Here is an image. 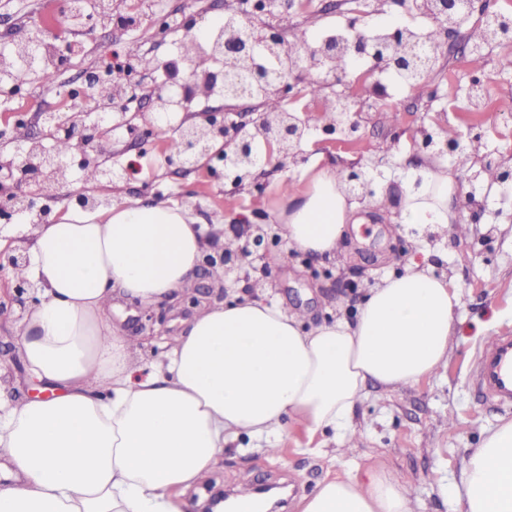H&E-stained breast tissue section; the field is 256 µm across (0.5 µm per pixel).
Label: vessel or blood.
I'll return each instance as SVG.
<instances>
[{
  "mask_svg": "<svg viewBox=\"0 0 512 512\" xmlns=\"http://www.w3.org/2000/svg\"><path fill=\"white\" fill-rule=\"evenodd\" d=\"M470 381L485 401L512 410L511 330H502L477 352Z\"/></svg>",
  "mask_w": 512,
  "mask_h": 512,
  "instance_id": "1",
  "label": "vessel or blood"
}]
</instances>
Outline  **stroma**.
I'll return each instance as SVG.
<instances>
[{"label":"stroma","mask_w":512,"mask_h":512,"mask_svg":"<svg viewBox=\"0 0 512 512\" xmlns=\"http://www.w3.org/2000/svg\"><path fill=\"white\" fill-rule=\"evenodd\" d=\"M353 7L352 0H307L304 13L289 18L287 31L304 38L320 36L347 24ZM54 9V0H0V52L9 51L12 43L24 37L32 15L49 14ZM154 31L148 17L137 28H106L84 36V56L74 65L61 67L58 82L72 84L84 68L101 64L108 50L135 48L167 60L187 40L183 34L161 40ZM474 75L487 86L496 104L482 119L484 142L501 153L512 152V110L497 107L501 100L512 99V63L494 47L478 61L466 53L440 58L430 82L420 89H402L387 82L384 95L369 102L357 149L328 142L315 131L303 147L304 161L256 180L235 183L212 176L204 159L191 172L168 167L161 138L146 140L141 135L145 118L141 111L131 117L129 126L109 135L94 154L105 168L133 163L137 175L90 187L81 179L79 155L67 157L73 188L90 190L102 203L170 198L191 209L206 227L223 221L230 231L243 236L257 225L273 239L269 254L249 257L233 271L222 273L212 282L210 292L200 295L198 305L181 298L162 303L165 321L154 328L137 329L135 308L123 298L114 299L113 326L125 335L139 337L145 359L159 356L162 339L175 335L196 307L247 294L256 278L268 285L270 299L305 310L308 328L331 323L341 314L355 317L367 289L384 275L400 272L401 261L411 257L430 263L436 274L452 276L460 288L462 307L446 364L418 385L399 392L373 388L355 407V441L347 453H334L335 442L329 433L323 437L325 454L309 452L308 433L295 422L287 425L279 451L272 457L252 448L248 437H241L225 448L207 485L187 492L190 512H200L212 492L246 494L260 485L281 483L287 486V503L279 512H297L299 499L318 484L342 475L351 466L366 467L377 461L386 463L409 491L413 512H457L455 500L443 498L437 484L442 479L456 481L484 432L503 420L499 411L478 400L468 378L476 350L498 330L512 328V196L492 193L477 222H470L469 211H462V218L468 221L465 234L451 229L429 233L419 245L398 233L395 220L401 207L402 180L416 163L413 135L423 126L441 139L465 134L472 117L463 88ZM57 102L53 90L35 82L25 85L22 98L0 100V128L9 130L6 137H0V158L9 157L29 137L39 134L37 113L55 108ZM390 142L396 149L386 167L388 179L379 180L376 187L379 205L361 211L359 223L349 225L345 253L328 259L291 248L278 224L271 221L282 205V182L306 187L313 156L336 167L356 158L368 164ZM30 302V296H18L12 282L0 276V381L7 384L0 398L10 401L40 392L26 373L14 334V324Z\"/></svg>","instance_id":"1"}]
</instances>
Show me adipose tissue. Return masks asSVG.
Listing matches in <instances>:
<instances>
[{
	"instance_id": "obj_1",
	"label": "adipose tissue",
	"mask_w": 512,
	"mask_h": 512,
	"mask_svg": "<svg viewBox=\"0 0 512 512\" xmlns=\"http://www.w3.org/2000/svg\"><path fill=\"white\" fill-rule=\"evenodd\" d=\"M458 193L446 165L412 169L399 224L425 233L460 223ZM364 206L326 166L285 193L274 219L290 245L333 258ZM15 232L30 243L8 277L36 295L15 332L43 394L0 402V460L17 469L0 486V512H186V491L240 436L271 450L290 420L312 436H353L369 384L397 392L445 365L462 304L452 278L411 259L370 288L354 319L306 331L262 284L202 309L159 359L140 362L112 324L113 299L144 309L176 299L223 225L205 232L168 199L124 200ZM452 489L458 512H512V421L486 434ZM300 512L411 509L380 463L324 481Z\"/></svg>"
}]
</instances>
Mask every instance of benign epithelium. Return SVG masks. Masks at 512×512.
<instances>
[{
    "instance_id": "7a95c632",
    "label": "benign epithelium",
    "mask_w": 512,
    "mask_h": 512,
    "mask_svg": "<svg viewBox=\"0 0 512 512\" xmlns=\"http://www.w3.org/2000/svg\"><path fill=\"white\" fill-rule=\"evenodd\" d=\"M126 0H112V18L93 16L71 30L72 38L63 39L60 19L70 14L73 0H57L56 15L52 20L35 14L29 22L27 36L14 43L11 51L29 52L36 55L37 48L50 40L58 45L65 56L72 58L84 52L80 33L89 34L99 28L120 27L115 17L132 11L145 9L146 0H133L123 6ZM490 0H378L377 6L394 3L409 7L439 19V26L427 30L424 40H418L404 25L382 28L384 40L374 39L376 28L363 21L365 12L357 11V16L349 21L353 37L336 44L318 38L309 44L304 39H291L280 20L303 7V0H247L236 2V6L225 9L224 19H234L237 25L219 43L210 42L209 34L202 36L189 32L192 41L209 56L219 58V68L215 71L197 74L189 81L181 72L190 68L191 61L178 56V62H167L172 75L167 81L157 85L146 81L148 72L139 69L135 72L125 68L112 69V81H101L99 69L94 67L83 74V82L76 91L82 93L84 108L76 112L60 114L53 110L37 113L43 125L39 139L27 141L25 149L3 165L20 173L13 183L0 185V221L10 223L23 213H33L40 222L48 221L50 210L42 204L60 196L67 197L82 208H95L101 201L82 191L71 189L67 171L58 161L52 143L63 138L72 143V149L82 153L85 166H94L89 151L103 145L107 134L125 123L130 105L148 103L152 120L145 135L150 137L160 131H176L181 142V150L176 155H167L166 164L179 170L196 169L199 159L205 155L219 162L211 167V173H249L262 164L255 149L258 140L263 141L268 151L277 152L283 159L292 163L299 160L300 147L306 139L310 126L299 117L309 114L302 112H282L272 114L264 110L265 98H299L307 89L302 78L305 71H314L321 76L325 87L341 85L344 90L336 94L338 110H333L332 102L324 101L315 112L319 130L328 140L339 143H352L361 138L362 114L367 99L361 94L365 87L372 92L384 89L382 78L406 66L422 71V79L414 85L421 88L428 82L435 63L439 60L445 45L453 46L455 40L463 41L470 55L480 57L485 50L497 45L512 46V27L489 31L490 24L501 19L503 13L489 7ZM479 16V23L464 29L465 22L473 15ZM264 51V56H296L288 70L268 68L261 62H252L256 49ZM206 81V92L218 93L224 100V109L194 110L200 80ZM255 101L261 108L251 122L240 120L243 113L235 111L242 102ZM224 143V149L212 151L217 142ZM413 150L421 154L452 156L465 146V139L455 136L437 139L425 127L417 130L412 139ZM488 164L497 170L496 182L503 188L512 187V161L503 156L488 154L480 161L479 167ZM346 183L360 196L373 193V180L357 159L341 169ZM268 248V239L262 233L248 238L241 257L245 258Z\"/></svg>"
}]
</instances>
